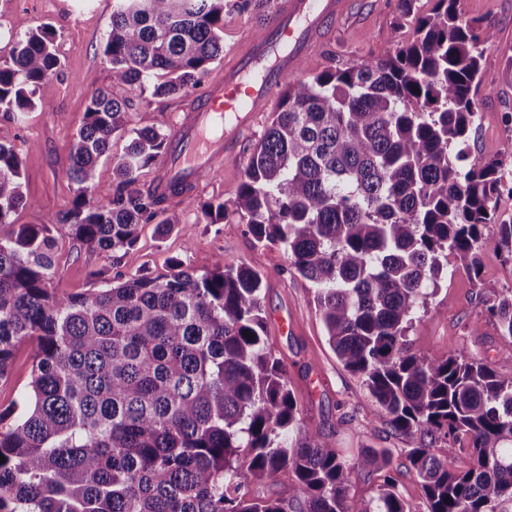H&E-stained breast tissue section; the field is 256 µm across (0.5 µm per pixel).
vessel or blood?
I'll return each mask as SVG.
<instances>
[{
    "label": "vessel or blood",
    "mask_w": 512,
    "mask_h": 512,
    "mask_svg": "<svg viewBox=\"0 0 512 512\" xmlns=\"http://www.w3.org/2000/svg\"><path fill=\"white\" fill-rule=\"evenodd\" d=\"M342 11V0H279L276 23L252 34L248 50L185 113L155 188L166 192L174 178L182 177L192 189H199L215 159L232 153L283 78Z\"/></svg>",
    "instance_id": "obj_1"
}]
</instances>
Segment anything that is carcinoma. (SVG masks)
Here are the masks:
<instances>
[{"mask_svg": "<svg viewBox=\"0 0 512 512\" xmlns=\"http://www.w3.org/2000/svg\"><path fill=\"white\" fill-rule=\"evenodd\" d=\"M273 2L115 0L103 49L112 84L188 94L223 52L224 11L263 17ZM420 2L397 0L395 28L413 27L412 42L285 78L233 208L316 288L337 359L409 440L427 512H512V373L463 349L434 357L408 339L448 276V255L478 280L493 238L512 263V224L495 238L490 230L512 142L461 165L496 32L462 19L457 0H432L427 13ZM53 38L47 26L31 30L0 65V118L37 106L60 66ZM130 107L93 92L66 171L77 193L40 224L10 222L37 202L14 147L0 143V383L22 347L32 361L24 392L0 414V512H411L388 449L361 462L382 477L376 496H350L361 463L304 425L265 336L262 276L246 263L202 275L178 263L164 280L139 272L58 293L57 225L113 253L166 200L133 189L138 171L166 156L169 136L130 126ZM116 134L128 145L114 161L118 183L100 197L96 166ZM484 318L512 339V291L482 284L472 332ZM262 481L277 491L261 494Z\"/></svg>", "mask_w": 512, "mask_h": 512, "instance_id": "obj_1", "label": "carcinoma"}]
</instances>
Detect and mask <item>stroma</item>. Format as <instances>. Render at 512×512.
Instances as JSON below:
<instances>
[{
  "mask_svg": "<svg viewBox=\"0 0 512 512\" xmlns=\"http://www.w3.org/2000/svg\"><path fill=\"white\" fill-rule=\"evenodd\" d=\"M458 11L463 18L491 24L496 32L495 41L484 52L486 66L477 106L486 118L487 130L484 141L468 157L474 164L512 140V124L506 121L512 113V0H459ZM395 16L396 0H346L344 13L304 57L301 77L322 71L332 57L340 63L359 62L395 42H412V27L395 28ZM111 17V7L100 0H0V64L10 60L16 38L41 25L53 30L61 64L60 72L40 86L34 110L18 121L0 119V142L15 147L22 160L23 190L38 203L37 208L14 213L13 223L36 224L43 215L69 206L76 193L75 184L66 176L71 147L95 90L110 88L117 96L132 97L130 121L136 128L155 127L169 133L184 113L187 97H134L129 89L113 87L111 66L103 55ZM262 26L251 13L225 14L224 53L211 66L208 80L223 76L225 64ZM271 115L268 109L260 113L236 151L225 156L211 180L195 192L194 205H167L173 225L156 221L140 225L134 245L111 255L75 246L65 232H57L54 284L63 293H83L111 286L116 273L146 272L166 278L178 261L198 274L221 263H247L263 278L267 336L275 354L288 363V381L307 427L328 435L348 457L372 448H388L403 456L406 438L376 416L361 379L341 365L330 347L312 283L291 271L283 246L257 242L231 209L250 153ZM211 202L226 205L222 223H205L200 207ZM482 256L483 272L477 280L459 258L449 257L448 280L418 310L408 336L414 348L430 355L439 357L449 348H464L499 371L512 373V339L499 336L488 321L482 322L479 333L471 331L480 309L482 283L512 287V265L504 262L493 245H486ZM102 268L106 276L95 277V270Z\"/></svg>",
  "mask_w": 512,
  "mask_h": 512,
  "instance_id": "1",
  "label": "stroma"
}]
</instances>
